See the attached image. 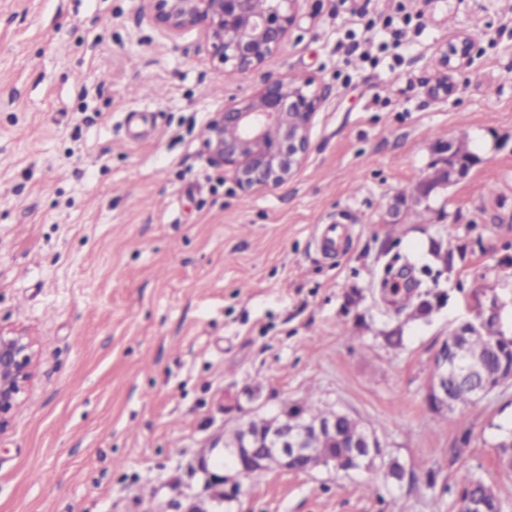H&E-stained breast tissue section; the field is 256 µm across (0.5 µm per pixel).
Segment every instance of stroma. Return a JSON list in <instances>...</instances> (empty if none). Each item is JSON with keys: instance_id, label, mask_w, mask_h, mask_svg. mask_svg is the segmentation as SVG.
<instances>
[{"instance_id": "stroma-1", "label": "stroma", "mask_w": 512, "mask_h": 512, "mask_svg": "<svg viewBox=\"0 0 512 512\" xmlns=\"http://www.w3.org/2000/svg\"><path fill=\"white\" fill-rule=\"evenodd\" d=\"M476 24L433 99L439 48ZM271 75L320 103L302 167L246 194L200 133ZM452 142L467 173L407 201ZM321 224L347 227L335 258ZM493 301L512 328V0H301L244 73L141 0H0V327L39 349L0 512H181L209 490L202 449L310 405L384 462L240 477L223 512H458L473 475L512 512V387L428 400L436 353Z\"/></svg>"}]
</instances>
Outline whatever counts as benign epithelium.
I'll return each instance as SVG.
<instances>
[{"instance_id":"benign-epithelium-1","label":"benign epithelium","mask_w":512,"mask_h":512,"mask_svg":"<svg viewBox=\"0 0 512 512\" xmlns=\"http://www.w3.org/2000/svg\"><path fill=\"white\" fill-rule=\"evenodd\" d=\"M153 22L161 29L176 34L196 29L204 37L212 58L223 64L233 61L241 71L266 62L283 45L295 19L298 0H265L258 11L254 0H145ZM475 58L474 44L465 36L439 49L438 68L430 95L446 101L457 91L453 75L469 67ZM319 96L309 84L286 82L281 78L267 80L249 99L224 106L205 125L201 138L208 162L232 174L238 188L252 193L280 186L290 179L306 159L313 116ZM274 129L278 138L267 139ZM470 165L460 160L457 149L448 145L447 165L433 178L417 186L413 200L428 198L432 192L448 186ZM500 323L496 301H491L477 323L460 325L435 356L436 370L429 402L436 408H457L449 374L456 361L458 345L479 335L489 323ZM35 338L24 330L0 329V436L12 427L17 410L24 401L33 380L37 356ZM456 383L466 387L473 400L481 401L504 386H512V365L489 372L482 360L468 362ZM345 417L329 412L318 419L281 415L270 422L265 435L246 433L245 440L265 441L263 451L255 448H230L236 457L237 475L285 469L306 472L317 467L355 470L369 467L382 459V447L366 432L354 439L349 449L336 454L330 448L318 458L305 447L306 438L318 435L332 443H342L336 423Z\"/></svg>"}]
</instances>
